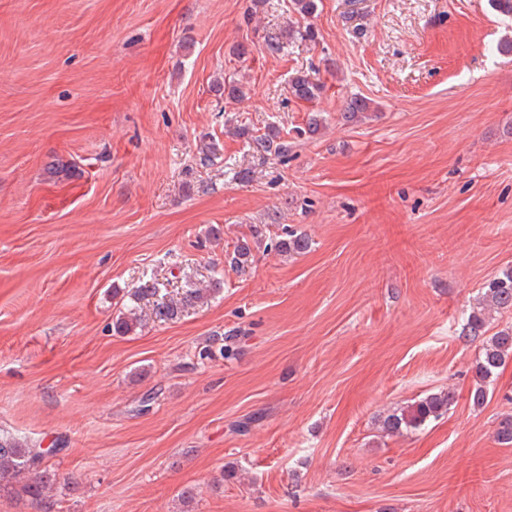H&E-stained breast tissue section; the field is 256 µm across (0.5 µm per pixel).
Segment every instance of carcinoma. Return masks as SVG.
Returning <instances> with one entry per match:
<instances>
[{
	"instance_id": "carcinoma-1",
	"label": "carcinoma",
	"mask_w": 512,
	"mask_h": 512,
	"mask_svg": "<svg viewBox=\"0 0 512 512\" xmlns=\"http://www.w3.org/2000/svg\"><path fill=\"white\" fill-rule=\"evenodd\" d=\"M293 96L304 102H312L320 97L325 84L316 69L298 71L290 80ZM370 110L369 102L363 98H352L347 102L343 119L360 120ZM234 134L251 140L258 151L276 158L288 157V142L281 139L279 130L271 126L261 136L252 134L249 127L237 125ZM309 247V239L304 235L287 233V238L279 241L276 249L283 253H303ZM225 262L240 273L252 264V250L248 241L238 243L234 250L225 255ZM221 282L195 285L179 294V297L158 301L152 309L140 306L146 296L156 294V289L140 286L127 294L129 303L124 312L115 319L113 326L118 333L125 334L134 326L150 319L167 321L177 317L185 309L198 306L220 289ZM512 310V268L503 270L488 281L481 291L476 305L470 308L463 332L467 336L479 337L486 333L487 319L494 312ZM512 361V331H500L483 342L475 360V374L478 379L470 393L473 405L481 406L488 398V385L495 381L501 369ZM455 399V393L433 394L417 401L399 412L387 415L383 429L391 435H401L415 430L431 418H437L447 411ZM50 453L41 445L28 442L11 434L0 433V495L28 497L41 502L45 493L56 481V473L48 464Z\"/></svg>"
}]
</instances>
